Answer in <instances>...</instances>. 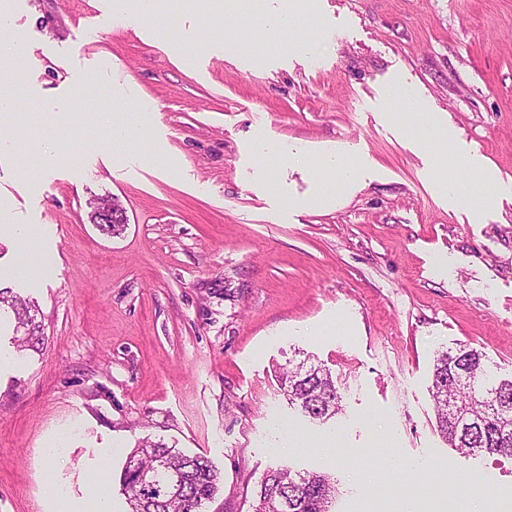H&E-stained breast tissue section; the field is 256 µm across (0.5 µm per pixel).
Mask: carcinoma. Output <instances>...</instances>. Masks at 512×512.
<instances>
[{"instance_id":"carcinoma-1","label":"carcinoma","mask_w":512,"mask_h":512,"mask_svg":"<svg viewBox=\"0 0 512 512\" xmlns=\"http://www.w3.org/2000/svg\"><path fill=\"white\" fill-rule=\"evenodd\" d=\"M3 307L12 311L16 323L28 327L14 337L17 351L40 350L45 336L33 306L0 288ZM279 384L288 404L312 420L324 421L340 409L334 377L319 364L300 362L280 373ZM431 391L437 428L449 444L462 452L512 458V377L495 376L482 350L466 344L439 354ZM143 473L151 477V484L139 482ZM121 479L130 512H202L221 481L207 457L150 438L127 455ZM335 496L336 486L328 475L279 467L262 474L252 506L262 504L261 512H280L271 503L286 501L288 512H330Z\"/></svg>"}]
</instances>
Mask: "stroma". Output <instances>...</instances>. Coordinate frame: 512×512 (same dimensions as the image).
Here are the masks:
<instances>
[{
	"instance_id": "stroma-1",
	"label": "stroma",
	"mask_w": 512,
	"mask_h": 512,
	"mask_svg": "<svg viewBox=\"0 0 512 512\" xmlns=\"http://www.w3.org/2000/svg\"><path fill=\"white\" fill-rule=\"evenodd\" d=\"M284 6L168 0L148 19L137 0H15L0 53L19 37L33 57L0 70L26 132L0 154V225L29 235L0 234V288L38 308L45 344L0 371V512H64L48 479L68 502L95 486L129 512L120 477L146 437L218 468L204 512H251L281 465L331 474L333 512L512 504V458L451 448L430 393L459 343L512 375V200L471 223L379 112L389 87H414L460 150L512 179V0H318L314 55L253 51ZM115 124L132 145L105 142ZM260 135L365 162L362 188L308 207V166L258 163ZM106 196L128 216L113 238L88 217ZM44 251L50 266L33 264ZM309 356L341 397L323 423L276 380Z\"/></svg>"
}]
</instances>
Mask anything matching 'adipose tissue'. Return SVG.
<instances>
[{
    "label": "adipose tissue",
    "mask_w": 512,
    "mask_h": 512,
    "mask_svg": "<svg viewBox=\"0 0 512 512\" xmlns=\"http://www.w3.org/2000/svg\"><path fill=\"white\" fill-rule=\"evenodd\" d=\"M386 119L406 130L411 140L433 158L434 180L437 189L447 196L449 203H465L473 217H480L492 207L499 195L512 194V183H501L496 170L477 154L464 155L456 148L459 131L453 125L431 121L428 114L419 112H386ZM460 166L476 174L483 189L464 192L460 182L449 178L448 170ZM316 192L312 204L324 208L337 203L341 189H357L362 182L364 165L352 161L340 152L324 154L311 165Z\"/></svg>",
    "instance_id": "1"
}]
</instances>
